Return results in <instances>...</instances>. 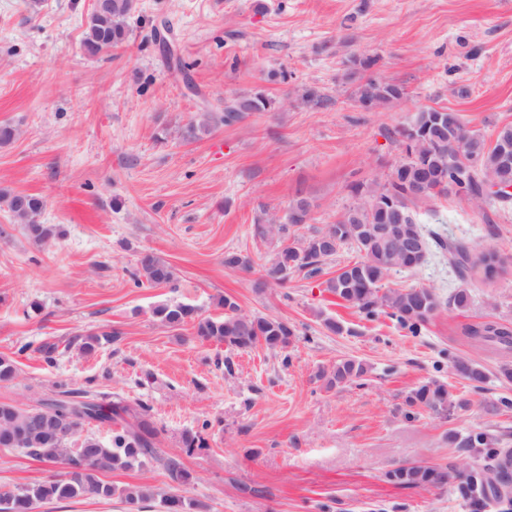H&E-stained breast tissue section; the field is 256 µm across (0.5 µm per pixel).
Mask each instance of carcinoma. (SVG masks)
Returning <instances> with one entry per match:
<instances>
[{"label": "carcinoma", "instance_id": "obj_1", "mask_svg": "<svg viewBox=\"0 0 512 512\" xmlns=\"http://www.w3.org/2000/svg\"><path fill=\"white\" fill-rule=\"evenodd\" d=\"M134 9V0H110V8L102 13H92L87 18L82 47L90 57L124 45L129 38L126 20ZM376 60L371 57L351 59L353 70L360 73L354 94L363 97L371 92L376 107L384 108L405 95V87L383 80L370 73ZM275 101L261 91L224 100V111L202 112L186 128V135L194 138L217 125L233 126L244 122L254 112H270ZM456 124L468 140V150L463 158L448 152V126ZM401 143L417 136L429 141L430 150L418 160H403L396 167L397 176H388L373 184L354 182L349 192L355 202L336 219L313 230L308 235L298 234L301 226L311 221L308 198L297 196L289 205L285 221L277 222L269 216L257 218L254 236L276 244L275 256L258 271L254 288L284 287L295 275L319 276L324 273L327 261L338 251L326 252L317 248L314 240L336 225H345L339 247L350 246L359 254V260L347 263L336 270V275L324 280L326 290L356 307L367 318L387 313L410 333L418 335L430 318L440 308L437 295L429 288L382 289V281L392 271L413 270L421 261L411 257L400 247L388 249L379 243L366 246L361 239L370 224H384L390 209L403 211L421 237H426L413 207L448 195V181L465 185L463 192L454 196L476 206H494L498 197L483 193L481 175L497 169L496 147L493 139L478 130H472L460 115L449 109L424 108L405 125L395 131ZM434 166L441 171L442 180L419 190H412L413 180ZM15 223L24 226L29 238L43 245L57 236L56 228L39 221L44 201L23 193L3 197ZM436 244L448 252V264L455 268L460 286L448 296V306L465 311L474 302L468 284L478 275L493 278L492 267L471 259L472 248L462 239H435ZM224 266L247 273L254 271L251 259L236 252L224 255ZM139 284L151 288H166L176 280L175 268L154 252L141 254L138 268L133 273ZM224 316L205 317L193 305L162 303L154 307L153 315L171 329L192 325V335L202 342H219L237 349H248L258 343L277 351L287 348L297 336L296 328L288 322L271 317L242 313L230 297L220 300ZM464 334L480 346L492 344L505 353L512 351V325L486 321L465 327ZM112 340L108 332H92L75 337L79 348L90 353L104 342ZM458 371L467 379L480 383L485 374L481 367L467 359L455 360ZM366 372L364 365L354 359H341L330 368H322L316 378L331 389L345 385ZM19 378L17 361L0 356V384H13ZM466 405L454 401L445 384L429 379L413 389L406 397L411 408H444L450 404ZM96 424L108 428L109 438L102 442L88 435L79 438L80 429ZM157 431L149 420L148 408L141 402L129 404L122 399L111 400L104 394L75 393L61 390L54 397L40 400L36 407L21 409L0 403V448L23 450L39 460L65 468L60 478L25 485L14 490L0 491V512H33L41 501H67L83 497L110 499L119 495L127 512H143L144 503L154 496L146 483L117 489L103 481V471L127 470L137 467L148 469L160 461L156 455L154 439ZM80 443L83 452L70 447ZM448 442L458 448H486L487 463L467 466L460 471L448 470L441 465L416 464L401 466L387 473L389 481L406 486L441 487L453 479L459 495L475 508H480L488 497H504L499 487L512 480V470L504 465L506 455L512 450L500 447V439L488 431L470 432L462 438L448 437ZM162 462V461H160ZM162 466L170 482L179 487L189 482L190 475L178 462L165 460ZM168 512H204V506L177 494L166 496Z\"/></svg>", "mask_w": 512, "mask_h": 512}]
</instances>
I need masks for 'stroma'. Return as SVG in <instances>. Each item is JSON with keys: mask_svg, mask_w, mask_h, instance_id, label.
Wrapping results in <instances>:
<instances>
[{"mask_svg": "<svg viewBox=\"0 0 512 512\" xmlns=\"http://www.w3.org/2000/svg\"><path fill=\"white\" fill-rule=\"evenodd\" d=\"M92 8L0 0V124L19 130L0 148V191L41 197V223L59 231L36 245L0 202V355L20 369L16 384L0 385V402L23 408L62 383L147 404L158 454L191 479L171 488L157 464L103 473L119 486L152 485L145 512H166L171 492L206 512H471L455 482L409 488L387 474L481 463L473 449L449 446L452 433L483 429L512 449L503 358L463 334L469 324H512V205L450 195L420 213L425 228L509 261L494 279L473 280L470 309L443 304L417 336L388 314L365 318L317 276L255 290L254 274L225 268L224 255L266 263L273 247L253 235L257 212L285 215L300 190L314 203L311 227L334 223L352 182L384 179L402 161L395 131L421 109L455 110L487 135L512 124V0H138L129 42L94 58L82 48ZM161 24L180 65L151 38ZM354 55L375 58L373 74L403 84L405 97L360 111L345 79ZM307 88L329 105L299 104ZM257 90L279 108L183 138L197 113ZM149 251L175 267L174 287L134 283ZM458 285L436 252L383 282L427 287L443 301ZM224 296L288 321L296 338L281 351L241 350L153 315L168 302L218 317ZM328 318L342 332L329 331ZM100 331L115 338L94 352L72 343ZM43 341L58 345L54 364L35 350ZM25 343L30 351L18 354ZM455 356L481 364L486 382L459 377ZM348 358L365 364L360 380L333 389L317 380L319 367ZM428 379L466 407L409 408L407 394ZM198 430L208 446L187 452L182 436ZM62 473L0 448V490Z\"/></svg>", "mask_w": 512, "mask_h": 512, "instance_id": "stroma-1", "label": "stroma"}]
</instances>
